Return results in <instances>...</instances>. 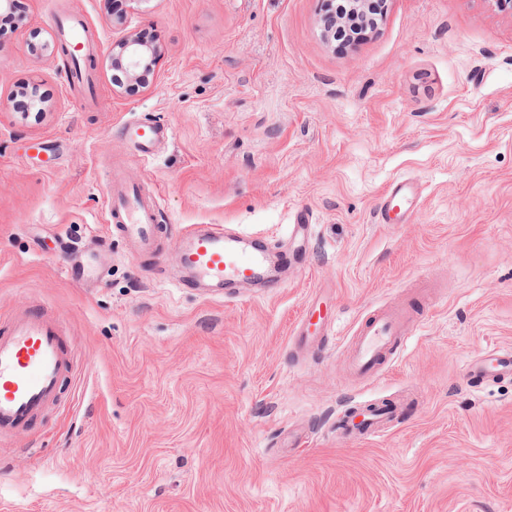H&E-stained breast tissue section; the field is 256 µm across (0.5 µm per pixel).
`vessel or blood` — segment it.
Returning a JSON list of instances; mask_svg holds the SVG:
<instances>
[{
	"label": "vessel or blood",
	"instance_id": "obj_1",
	"mask_svg": "<svg viewBox=\"0 0 512 512\" xmlns=\"http://www.w3.org/2000/svg\"><path fill=\"white\" fill-rule=\"evenodd\" d=\"M55 24L71 46L85 41L83 25L73 17H61ZM137 156L154 155L166 137L164 126L154 123L128 125ZM110 224L133 246L136 254L157 257L162 253L164 229L158 222V200L154 193L128 182L122 170H113L107 184ZM420 202L418 186L398 179L382 196L377 215L382 223L409 218ZM313 226L309 213H298L289 226L295 251L309 242ZM179 264L187 272L189 288H220L227 283L267 280L270 255L253 238L221 228L192 225L182 234ZM421 323L408 304H392L374 313L353 334L348 345L347 366L352 375L367 379L378 374L386 360L404 344ZM331 318L310 303L296 326L300 339L310 332L325 334ZM69 325L59 316L29 307L15 310L0 328V441L25 431L60 399L61 382L72 362L65 338ZM468 369L481 382L512 374V351L493 350L473 360ZM396 409L382 406L364 414L361 420H345L342 430L354 439L383 436Z\"/></svg>",
	"mask_w": 512,
	"mask_h": 512
}]
</instances>
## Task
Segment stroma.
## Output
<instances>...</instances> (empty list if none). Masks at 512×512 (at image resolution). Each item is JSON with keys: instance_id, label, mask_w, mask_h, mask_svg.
Masks as SVG:
<instances>
[{"instance_id": "35a3bbf8", "label": "stroma", "mask_w": 512, "mask_h": 512, "mask_svg": "<svg viewBox=\"0 0 512 512\" xmlns=\"http://www.w3.org/2000/svg\"><path fill=\"white\" fill-rule=\"evenodd\" d=\"M0 37V316L67 319L73 375L60 405L0 444V512H512V377L465 367L512 349V13L495 0H385L340 48L322 0H20ZM76 15L93 89L68 88L54 18ZM128 33L162 50L146 88L111 80ZM37 86L43 113L10 96ZM168 130L136 160L132 122ZM159 194L171 244L134 259L107 222L114 163ZM420 211L382 224L389 184ZM308 210L314 237L278 288L177 287L193 224L276 248ZM96 255V281L65 276ZM436 286L441 303L357 384L341 352L379 306ZM331 333L297 343L305 306ZM387 435L342 436L385 402ZM306 439L291 447L290 433Z\"/></svg>"}]
</instances>
